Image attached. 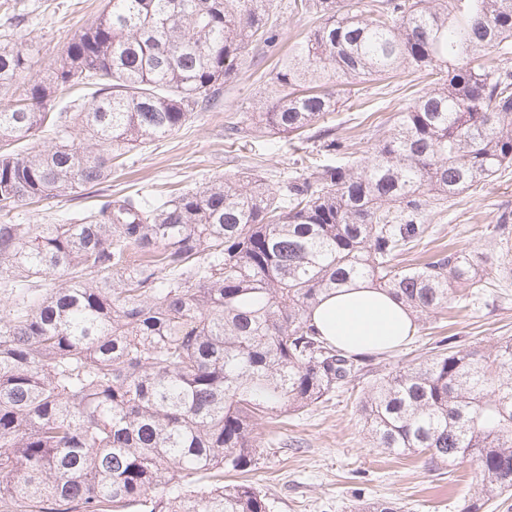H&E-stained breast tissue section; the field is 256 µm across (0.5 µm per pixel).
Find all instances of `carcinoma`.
<instances>
[{
  "label": "carcinoma",
  "instance_id": "carcinoma-1",
  "mask_svg": "<svg viewBox=\"0 0 512 512\" xmlns=\"http://www.w3.org/2000/svg\"><path fill=\"white\" fill-rule=\"evenodd\" d=\"M277 0H108L44 79L21 42L0 45V512H273L250 479L256 428L310 409L372 357L321 336L322 296L368 279L420 318L449 292L484 287L491 256L396 258L427 235L425 212L512 164V0H290L318 23L271 80L264 126L299 136L364 104L359 85L425 74L393 132L357 166L318 165L275 190L212 182L166 199L107 201L69 224H20L24 203L112 174L128 147L208 111L252 42L274 47ZM87 142L47 101L76 88ZM44 131L49 150L17 145ZM314 137L343 148L335 128ZM437 352L374 387L360 412L377 443L430 472L474 466L460 512L512 495V337ZM357 512H404L371 501Z\"/></svg>",
  "mask_w": 512,
  "mask_h": 512
}]
</instances>
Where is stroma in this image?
<instances>
[{"instance_id": "obj_1", "label": "stroma", "mask_w": 512, "mask_h": 512, "mask_svg": "<svg viewBox=\"0 0 512 512\" xmlns=\"http://www.w3.org/2000/svg\"><path fill=\"white\" fill-rule=\"evenodd\" d=\"M25 19L16 28L30 55L29 77H46L49 64L67 35L85 28L105 9L107 0H23ZM283 39L276 53L247 47L241 69L221 88L220 107L195 115L177 134L124 154L123 168L87 192L17 208L22 224H66L96 209L102 201L121 199L144 188L153 194L178 193L243 172L279 188L305 171L326 163L314 141H301L255 130L232 141L226 128L254 112L264 111L276 87L269 72L275 56L285 53L315 24L314 17L290 14L289 0H278ZM422 87L419 74L406 72L385 81H370L365 104L355 110L339 106L330 123L344 142V158L356 162L371 156L390 135L401 112ZM512 212V165L502 167L482 188L465 191L424 217L432 227L427 248L480 249L497 254L494 226L501 212ZM489 282L480 298L427 318L407 345L368 362L355 390L334 393L287 423L262 424L264 445L259 486L272 495L275 512H354L357 504L387 499L407 505L408 512H458L469 496V484L457 473L435 474L421 460L376 447L359 412V402L375 381L414 358L428 354L451 336L458 348H493L512 336V273L487 269Z\"/></svg>"}]
</instances>
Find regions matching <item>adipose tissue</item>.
Here are the masks:
<instances>
[{"mask_svg": "<svg viewBox=\"0 0 512 512\" xmlns=\"http://www.w3.org/2000/svg\"><path fill=\"white\" fill-rule=\"evenodd\" d=\"M313 320L326 339L353 353L397 349L414 332L402 304L367 281L338 289L316 307Z\"/></svg>", "mask_w": 512, "mask_h": 512, "instance_id": "obj_1", "label": "adipose tissue"}]
</instances>
